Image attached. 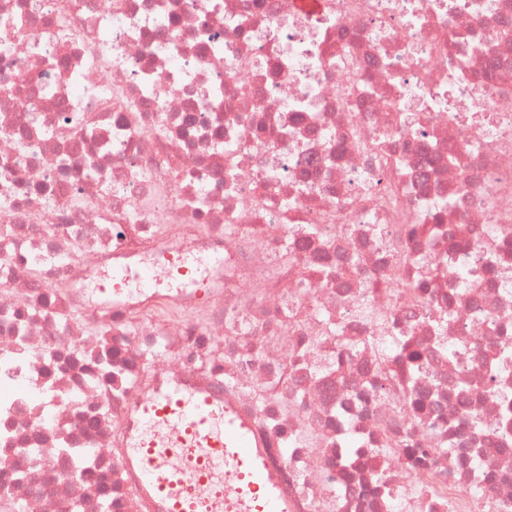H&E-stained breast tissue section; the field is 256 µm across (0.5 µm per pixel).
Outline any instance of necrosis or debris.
Masks as SVG:
<instances>
[{"label":"necrosis or debris","instance_id":"necrosis-or-debris-1","mask_svg":"<svg viewBox=\"0 0 512 512\" xmlns=\"http://www.w3.org/2000/svg\"><path fill=\"white\" fill-rule=\"evenodd\" d=\"M173 389L288 512L512 507V0H0V512H155Z\"/></svg>","mask_w":512,"mask_h":512}]
</instances>
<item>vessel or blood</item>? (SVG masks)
Wrapping results in <instances>:
<instances>
[{
  "label": "vessel or blood",
  "instance_id": "b4317fda",
  "mask_svg": "<svg viewBox=\"0 0 512 512\" xmlns=\"http://www.w3.org/2000/svg\"><path fill=\"white\" fill-rule=\"evenodd\" d=\"M152 409L156 418L173 421L185 441L181 448L136 451L140 487L154 495L156 512H223L228 465L253 512H288L287 502L267 489L273 475L260 450L241 426L225 422L216 401L173 391L153 399Z\"/></svg>",
  "mask_w": 512,
  "mask_h": 512
}]
</instances>
